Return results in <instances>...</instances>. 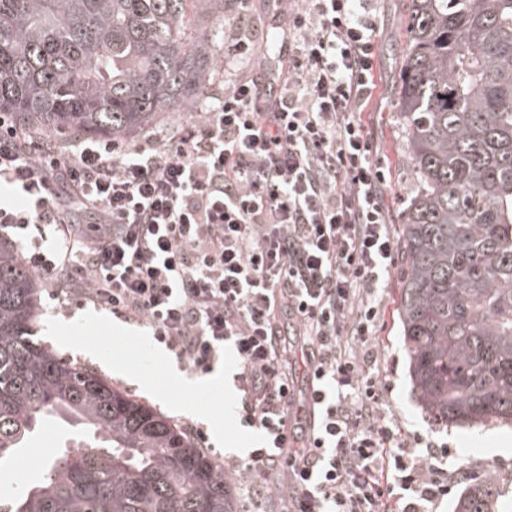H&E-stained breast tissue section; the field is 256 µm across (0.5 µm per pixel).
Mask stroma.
Listing matches in <instances>:
<instances>
[{
  "mask_svg": "<svg viewBox=\"0 0 512 512\" xmlns=\"http://www.w3.org/2000/svg\"><path fill=\"white\" fill-rule=\"evenodd\" d=\"M407 5L408 0H382L380 4L376 88L367 115V125L386 171L384 204L397 233L403 229L404 208L416 190L403 139V118L394 96ZM285 24L276 0H224V33L211 45L216 66L209 85L210 98L223 97L226 84L248 74L253 64L267 62ZM241 29L247 31L255 46L253 60L225 59V39ZM399 274V269H392L384 284V312L372 338L381 355L382 381L389 389L385 411L404 436L418 434L426 442L462 449L464 465L470 473L493 474L499 490L495 512H512V423L493 422L479 427L441 423L423 409L412 391L396 313ZM38 297L43 312L34 333L45 346L77 365L93 369L177 427L189 423L203 427L206 438L198 448L216 462H223L234 449L250 448L255 438L253 431L236 426L224 416L225 403L235 396L230 364L216 365L222 381L211 384L209 375L191 373L164 345L148 344L137 325L91 304H73L63 313L52 314L46 292H39ZM147 346L152 349L148 364L141 358V351ZM73 437L67 427L54 421L46 423L16 459L11 477H0V494L14 491L18 481L37 477L48 450Z\"/></svg>",
  "mask_w": 512,
  "mask_h": 512,
  "instance_id": "stroma-1",
  "label": "stroma"
}]
</instances>
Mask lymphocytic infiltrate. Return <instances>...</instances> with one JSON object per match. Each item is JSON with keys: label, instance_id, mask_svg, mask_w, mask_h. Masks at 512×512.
<instances>
[{"label": "lymphocytic infiltrate", "instance_id": "1", "mask_svg": "<svg viewBox=\"0 0 512 512\" xmlns=\"http://www.w3.org/2000/svg\"><path fill=\"white\" fill-rule=\"evenodd\" d=\"M378 0H287L288 68L236 80L190 122L128 143L29 139L0 114V204L20 256L51 300L72 297L144 325L184 366L235 358L232 419L258 430L225 460L247 498L284 512H433L449 448L409 446L386 418L370 340L396 244L385 173L362 115L374 88ZM93 211V224L73 207ZM298 336L316 422L302 446L280 316Z\"/></svg>", "mask_w": 512, "mask_h": 512}]
</instances>
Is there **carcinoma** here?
I'll return each mask as SVG.
<instances>
[{
    "instance_id": "carcinoma-1",
    "label": "carcinoma",
    "mask_w": 512,
    "mask_h": 512,
    "mask_svg": "<svg viewBox=\"0 0 512 512\" xmlns=\"http://www.w3.org/2000/svg\"><path fill=\"white\" fill-rule=\"evenodd\" d=\"M224 0H0V112L23 130L118 137L203 98ZM417 191L397 317L412 389L437 420L512 421V0H409L396 88ZM35 277L0 234V472L50 419L56 448L8 512H238L175 424L32 336ZM490 477L456 512H491Z\"/></svg>"
}]
</instances>
